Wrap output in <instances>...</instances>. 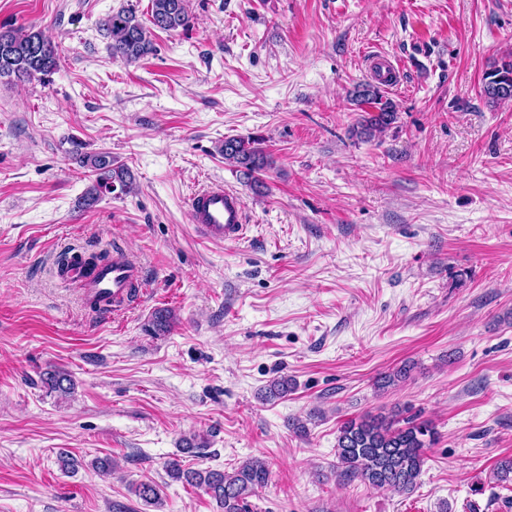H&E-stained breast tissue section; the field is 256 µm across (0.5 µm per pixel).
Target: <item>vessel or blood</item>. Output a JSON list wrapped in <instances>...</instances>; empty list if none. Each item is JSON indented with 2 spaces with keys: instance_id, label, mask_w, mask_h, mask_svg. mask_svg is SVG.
Segmentation results:
<instances>
[{
  "instance_id": "vessel-or-blood-1",
  "label": "vessel or blood",
  "mask_w": 512,
  "mask_h": 512,
  "mask_svg": "<svg viewBox=\"0 0 512 512\" xmlns=\"http://www.w3.org/2000/svg\"><path fill=\"white\" fill-rule=\"evenodd\" d=\"M189 207L193 224L206 239L238 242L250 230L243 197L225 188L222 182L212 181L197 189ZM67 276L82 279L90 295L111 300L116 309L133 294L143 295L148 290L139 266L120 248L113 249L111 265L100 269L95 276L83 278L78 268L69 270Z\"/></svg>"
}]
</instances>
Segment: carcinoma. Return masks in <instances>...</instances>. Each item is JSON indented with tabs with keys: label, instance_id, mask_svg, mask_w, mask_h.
I'll return each instance as SVG.
<instances>
[{
	"label": "carcinoma",
	"instance_id": "carcinoma-1",
	"mask_svg": "<svg viewBox=\"0 0 512 512\" xmlns=\"http://www.w3.org/2000/svg\"><path fill=\"white\" fill-rule=\"evenodd\" d=\"M152 27H147L134 10L120 9L100 22L109 42L112 57L125 63H136L156 51L153 42L155 27L164 31L186 29L190 22L189 0H151ZM59 57L55 46L39 31L9 28L0 30V78H31L47 76L57 70ZM482 92L493 103L512 100V54L500 64L493 65L483 76ZM360 105L374 111L356 123L355 134L367 138L382 132L394 120L395 106L383 98L380 87L371 83L362 85L353 93ZM224 161L241 169L245 179L254 187H261L256 174L264 169V158L257 140L245 137H227L221 149ZM94 181L80 197L78 204L91 207L101 194L115 191L127 194L134 178L128 168L112 164L108 152L86 154L80 160ZM112 262L107 251L87 257L76 254L67 260L78 264L85 275H92L99 267ZM175 316L167 308L156 310L149 330L155 336L171 331ZM49 389L67 393L74 384L70 376L53 369L43 375ZM438 441V432L429 420L409 416L403 421L382 416H365L343 423L336 439V472L344 480L359 479L376 488L396 493H410L417 486L426 461V450ZM169 477L192 487L204 489L221 507L222 512H253L249 497L265 487L270 479L267 463L256 457L241 461L229 471L212 468H186L176 457L165 462ZM134 494L147 505L160 499L159 486L152 481L132 487Z\"/></svg>",
	"mask_w": 512,
	"mask_h": 512
}]
</instances>
